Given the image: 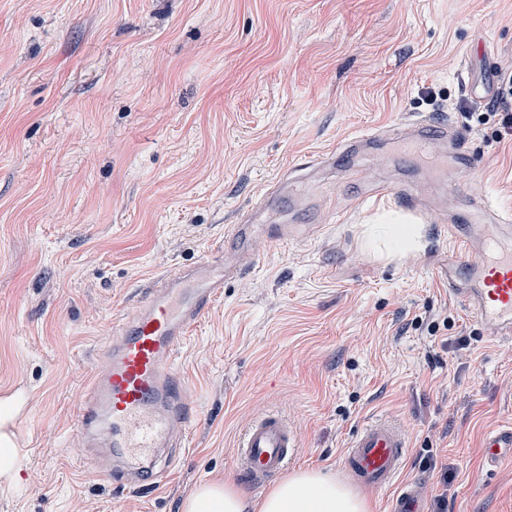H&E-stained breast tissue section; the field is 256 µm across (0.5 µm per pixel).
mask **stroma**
<instances>
[{
  "label": "stroma",
  "instance_id": "1",
  "mask_svg": "<svg viewBox=\"0 0 512 512\" xmlns=\"http://www.w3.org/2000/svg\"><path fill=\"white\" fill-rule=\"evenodd\" d=\"M512 64V0H0V400L21 465L0 475V512H180L204 483L250 500L236 471L257 415L298 432L291 470L350 477L357 428L397 419L400 474L425 512H512V466H484L486 436L512 425V341L486 335L448 293V226L489 194L512 211V134L461 109ZM448 120L479 169L423 155L416 169L354 136L407 115ZM313 151L333 162L309 174ZM294 174L272 224L319 236L258 244L259 261L177 352L194 413L168 478L116 490L100 449L80 458L83 387L114 316L148 278L224 241L251 201ZM411 180L443 198L424 248L389 259L367 233Z\"/></svg>",
  "mask_w": 512,
  "mask_h": 512
}]
</instances>
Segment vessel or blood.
Listing matches in <instances>:
<instances>
[{"label": "vessel or blood", "mask_w": 512, "mask_h": 512, "mask_svg": "<svg viewBox=\"0 0 512 512\" xmlns=\"http://www.w3.org/2000/svg\"><path fill=\"white\" fill-rule=\"evenodd\" d=\"M402 143L415 148H448L461 166L477 167L459 134L448 123L427 116L405 121ZM274 188L260 192L246 213L224 233V246L195 265L173 268L142 289L133 312L114 322L103 363L92 372L86 401L76 415V431L87 447L109 448L113 464L105 473L113 485L153 489L166 477L159 461L189 422L187 384L175 357L179 346L224 294L226 280L242 277L257 262L256 240L284 245L299 234L314 235L316 224H268L264 215L277 197ZM478 219H491L499 235L474 240L459 225H449L457 250L448 261V291L493 336L512 339V213L483 199ZM409 448L401 425L380 418L363 424L343 453L342 466L359 485L386 489L398 476ZM488 468L512 462V427L489 435ZM300 449L287 420L268 412L245 429L236 451L241 477L263 484L281 473ZM422 488L408 482L398 491L391 512H420Z\"/></svg>", "instance_id": "obj_1"}]
</instances>
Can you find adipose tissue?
Segmentation results:
<instances>
[{
    "instance_id": "adipose-tissue-1",
    "label": "adipose tissue",
    "mask_w": 512,
    "mask_h": 512,
    "mask_svg": "<svg viewBox=\"0 0 512 512\" xmlns=\"http://www.w3.org/2000/svg\"><path fill=\"white\" fill-rule=\"evenodd\" d=\"M246 497L224 484H206L182 506V512H246ZM255 505L257 512H368L366 502L335 475L300 470L275 484Z\"/></svg>"
}]
</instances>
